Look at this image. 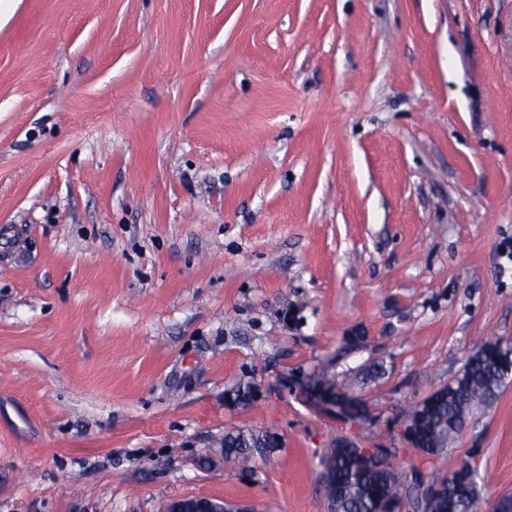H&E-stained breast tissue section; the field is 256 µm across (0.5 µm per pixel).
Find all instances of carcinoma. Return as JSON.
<instances>
[{"instance_id": "1", "label": "carcinoma", "mask_w": 512, "mask_h": 512, "mask_svg": "<svg viewBox=\"0 0 512 512\" xmlns=\"http://www.w3.org/2000/svg\"><path fill=\"white\" fill-rule=\"evenodd\" d=\"M512 374V355L503 352L500 342L482 340L468 355L462 369L448 383L426 398L424 408L414 404L405 411L413 426L415 450L428 454L425 467H412L411 474L389 463L360 461L356 449L349 444L357 440L351 434L336 439V447L327 449L336 478V512H380L383 504L396 502L405 512H425L429 507L426 493L416 483L426 477L444 485L442 504L434 512H480L481 487L478 470L465 460L449 474L435 464V459L447 452L466 421L475 412L492 404ZM314 382L326 385L351 400L359 395L336 382V376L325 363L312 372ZM279 447L276 435L268 432L258 437L247 429L224 433V460L246 461L255 448Z\"/></svg>"}]
</instances>
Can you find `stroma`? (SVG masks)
Wrapping results in <instances>:
<instances>
[{"instance_id":"1","label":"stroma","mask_w":512,"mask_h":512,"mask_svg":"<svg viewBox=\"0 0 512 512\" xmlns=\"http://www.w3.org/2000/svg\"><path fill=\"white\" fill-rule=\"evenodd\" d=\"M13 2L0 512H327L342 427L275 375L334 361L387 444L512 340V0ZM239 428L281 445L229 464ZM468 458L492 512L512 378L437 464ZM164 512H253L248 504H238L229 508L224 501L204 497H183L168 500Z\"/></svg>"}]
</instances>
